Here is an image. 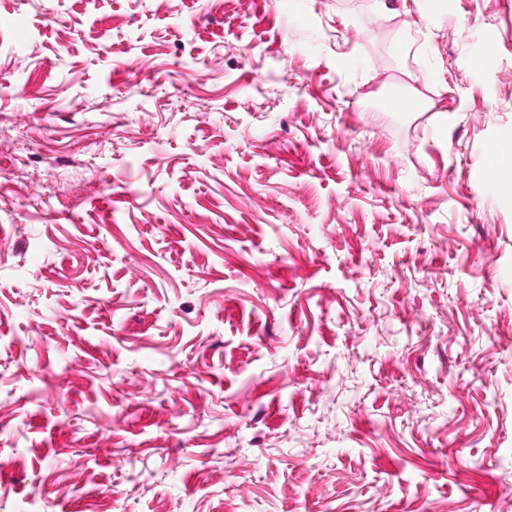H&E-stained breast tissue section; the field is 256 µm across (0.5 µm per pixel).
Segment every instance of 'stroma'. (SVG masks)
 Wrapping results in <instances>:
<instances>
[{"instance_id":"obj_1","label":"stroma","mask_w":512,"mask_h":512,"mask_svg":"<svg viewBox=\"0 0 512 512\" xmlns=\"http://www.w3.org/2000/svg\"><path fill=\"white\" fill-rule=\"evenodd\" d=\"M509 132L512 0H0V512H512Z\"/></svg>"}]
</instances>
